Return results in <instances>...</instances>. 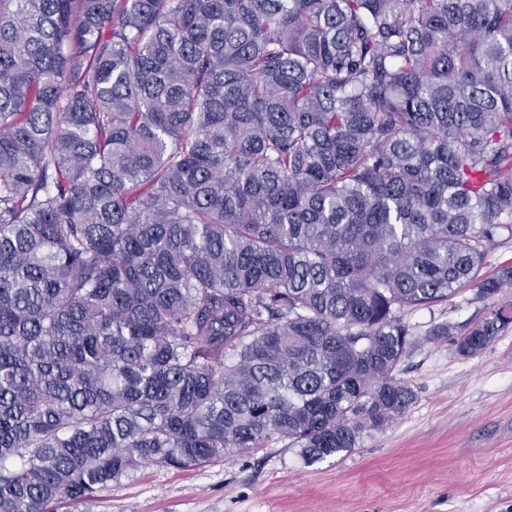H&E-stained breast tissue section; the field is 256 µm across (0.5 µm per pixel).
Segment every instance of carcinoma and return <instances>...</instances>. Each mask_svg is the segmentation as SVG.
Returning <instances> with one entry per match:
<instances>
[{
  "label": "carcinoma",
  "instance_id": "obj_1",
  "mask_svg": "<svg viewBox=\"0 0 512 512\" xmlns=\"http://www.w3.org/2000/svg\"><path fill=\"white\" fill-rule=\"evenodd\" d=\"M511 240L512 0H0V512L352 451Z\"/></svg>",
  "mask_w": 512,
  "mask_h": 512
}]
</instances>
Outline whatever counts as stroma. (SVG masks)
<instances>
[{"label": "stroma", "mask_w": 512, "mask_h": 512, "mask_svg": "<svg viewBox=\"0 0 512 512\" xmlns=\"http://www.w3.org/2000/svg\"><path fill=\"white\" fill-rule=\"evenodd\" d=\"M469 288L407 315L415 342L400 378L412 403L359 448L308 463L290 440L190 470L151 464L57 512H512V326L479 355L430 334L464 333L495 306Z\"/></svg>", "instance_id": "1"}]
</instances>
